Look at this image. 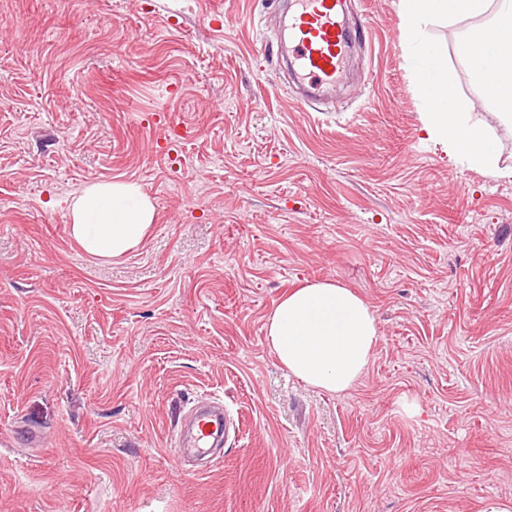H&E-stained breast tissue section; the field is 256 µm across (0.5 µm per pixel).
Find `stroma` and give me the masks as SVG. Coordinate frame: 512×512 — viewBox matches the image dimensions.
<instances>
[{
    "mask_svg": "<svg viewBox=\"0 0 512 512\" xmlns=\"http://www.w3.org/2000/svg\"><path fill=\"white\" fill-rule=\"evenodd\" d=\"M398 2L348 0L372 37L308 112L272 0H0V512L512 510V181L425 133ZM466 29L425 33L486 113ZM101 181L157 213L115 260L68 230ZM326 279L381 334L340 395L265 335ZM212 395L240 431L192 473Z\"/></svg>",
    "mask_w": 512,
    "mask_h": 512,
    "instance_id": "35a3bbf8",
    "label": "stroma"
}]
</instances>
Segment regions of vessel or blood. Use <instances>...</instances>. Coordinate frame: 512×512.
Wrapping results in <instances>:
<instances>
[{
	"mask_svg": "<svg viewBox=\"0 0 512 512\" xmlns=\"http://www.w3.org/2000/svg\"><path fill=\"white\" fill-rule=\"evenodd\" d=\"M347 0H291L285 16L287 40L281 48L295 83L315 91L341 78L354 38L344 17ZM235 424L223 402L204 411L191 410L178 436L179 456L213 455Z\"/></svg>",
	"mask_w": 512,
	"mask_h": 512,
	"instance_id": "b4317fda",
	"label": "vessel or blood"
}]
</instances>
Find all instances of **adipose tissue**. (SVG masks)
I'll use <instances>...</instances> for the list:
<instances>
[{
  "instance_id": "1",
  "label": "adipose tissue",
  "mask_w": 512,
  "mask_h": 512,
  "mask_svg": "<svg viewBox=\"0 0 512 512\" xmlns=\"http://www.w3.org/2000/svg\"><path fill=\"white\" fill-rule=\"evenodd\" d=\"M70 234L89 255L119 258L139 246L155 222L150 197L133 182L86 186L69 204ZM280 363L306 385L328 393L352 390L380 340L370 305L350 288L326 280L285 294L266 324Z\"/></svg>"
}]
</instances>
